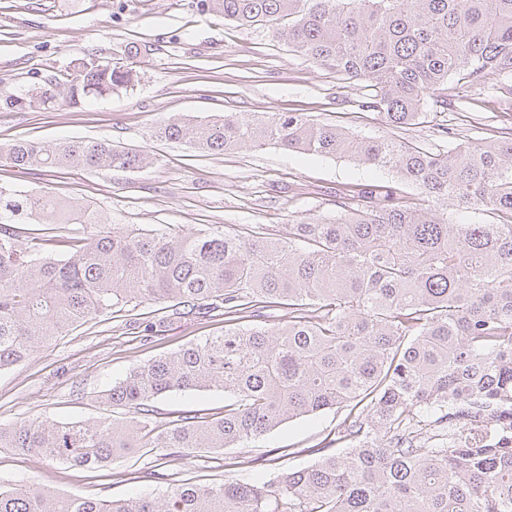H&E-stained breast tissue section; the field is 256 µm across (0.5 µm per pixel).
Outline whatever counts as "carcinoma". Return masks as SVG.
Listing matches in <instances>:
<instances>
[{"instance_id": "cac0c4a2", "label": "carcinoma", "mask_w": 512, "mask_h": 512, "mask_svg": "<svg viewBox=\"0 0 512 512\" xmlns=\"http://www.w3.org/2000/svg\"><path fill=\"white\" fill-rule=\"evenodd\" d=\"M237 23L288 20L281 36L307 60L365 82L362 107L389 128L416 125L448 83L512 78V0H202ZM77 105L134 85L131 70L74 65ZM50 77L0 103L49 107ZM154 137L214 154L277 146L389 169L427 199L388 183L336 190V217L219 229L127 228L95 207L0 190V371L99 316L131 324L135 306L174 317L224 312V334L132 368L93 421L49 416L0 426V448L96 468L137 448L173 464L244 445L283 422L343 408L318 460L284 462L266 481L170 484L162 497L93 500L31 482L0 487V512H512V446L467 443V420L512 412V137L432 152L364 137L302 112L266 120L173 115ZM21 170L127 171L148 155L108 140H19L0 161ZM491 220L462 224L452 209ZM84 224L81 236L23 235L22 225ZM224 391V415L163 422L172 392Z\"/></svg>"}]
</instances>
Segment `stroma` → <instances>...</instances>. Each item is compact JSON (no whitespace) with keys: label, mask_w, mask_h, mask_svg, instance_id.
Returning a JSON list of instances; mask_svg holds the SVG:
<instances>
[{"label":"stroma","mask_w":512,"mask_h":512,"mask_svg":"<svg viewBox=\"0 0 512 512\" xmlns=\"http://www.w3.org/2000/svg\"><path fill=\"white\" fill-rule=\"evenodd\" d=\"M278 30L265 22H225L223 15L203 11L200 0H0V99L48 76L67 81L76 59L129 67L138 75L133 87L78 107L61 100L49 109H0V147L19 139L47 145L102 138L148 151L153 158L150 166L125 172L39 169L22 174L0 162V187L77 199L110 212L113 223L125 227H227L243 234L263 224L284 236L289 225L335 215L333 190L363 182L393 184L395 174L348 158L275 146L213 155L156 140L154 127L174 114L203 119L224 112H304L355 133L388 131L433 150L446 146L430 118L387 130L374 112L359 105L363 81L306 60ZM454 125L461 140L500 138L512 130V90L473 92ZM223 331L224 317L217 311L172 320L161 339L147 343L135 330L97 317L0 372V426L43 415L64 422L100 417L105 411L101 392L130 369ZM158 405L174 416L215 414L224 409V394L178 392ZM342 417L336 409L297 418L246 446L186 457L179 476L219 483L225 463L245 460L248 478L266 477L275 468L266 454L276 448L289 450V466L311 465V448L322 444ZM149 463L158 478L146 477ZM168 470L157 450L79 470L0 448L1 487L34 480L62 494L119 499L166 491L161 475Z\"/></svg>","instance_id":"stroma-1"}]
</instances>
